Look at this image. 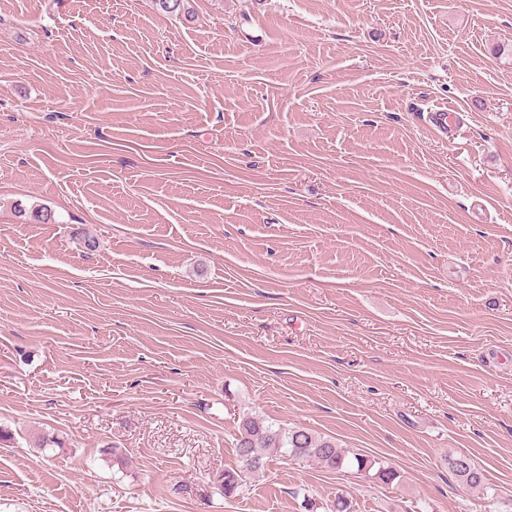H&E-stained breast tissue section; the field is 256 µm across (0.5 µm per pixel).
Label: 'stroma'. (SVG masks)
Masks as SVG:
<instances>
[{
    "label": "stroma",
    "instance_id": "stroma-1",
    "mask_svg": "<svg viewBox=\"0 0 512 512\" xmlns=\"http://www.w3.org/2000/svg\"><path fill=\"white\" fill-rule=\"evenodd\" d=\"M188 6L0 0V512H512V0ZM234 440L240 465L236 469L224 470V474L217 479L221 491L227 497L236 494L246 485L250 475L265 471L270 462L278 457H291L301 462L313 461L336 470L355 469V474L368 476L374 471L371 476L386 484L397 478V472L383 461L378 462L359 454H352V457H349V451L338 448L331 439L318 437L306 428L286 429L271 423L266 424L262 419L255 417H243L238 424V433ZM244 453L253 459L254 467L242 477L240 473ZM448 469L459 482L470 489L478 490L488 498L492 490L484 471L477 467L469 457L459 454L448 456Z\"/></svg>",
    "mask_w": 512,
    "mask_h": 512
}]
</instances>
